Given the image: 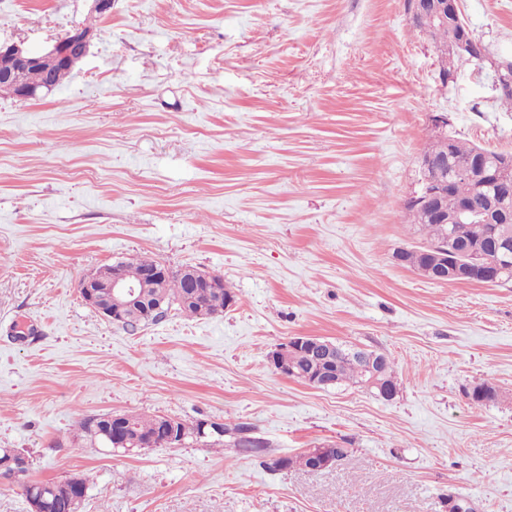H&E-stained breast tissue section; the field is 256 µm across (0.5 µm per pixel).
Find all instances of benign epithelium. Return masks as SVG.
Wrapping results in <instances>:
<instances>
[{
	"label": "benign epithelium",
	"mask_w": 512,
	"mask_h": 512,
	"mask_svg": "<svg viewBox=\"0 0 512 512\" xmlns=\"http://www.w3.org/2000/svg\"><path fill=\"white\" fill-rule=\"evenodd\" d=\"M460 10L459 0H408L407 13L412 21H418L427 26L436 20H442L447 15L454 16ZM95 32L75 29L68 32L64 37L56 41L52 48L45 52H34L27 49L21 43L0 44V79L13 81L21 91L20 98L31 99L37 96V90L25 85L22 82L23 74L31 67L39 64L46 57H51L64 64L72 65L82 60L88 53ZM487 155L480 151L476 159L465 167L457 170V173L466 177L477 176L484 179L493 186L498 187L499 193L509 198L512 196V180L502 177L504 164L499 163L493 167L486 162ZM419 164L428 169V175L417 192L411 194L410 199H421V205L432 216L437 215L435 203L439 192L435 189L436 179L440 172L448 168V158L429 157L420 158ZM420 253L425 257L426 266L421 273L430 277L436 282L445 283L448 276L478 277L487 283L498 282V268L504 257H512V239L506 235L493 237L490 250L485 252V262L482 264V271L477 273L474 266L466 261L471 253L470 248L465 247L457 250L461 260L457 261L450 254L448 241H442L435 245L421 246ZM83 301L86 305L100 312L107 320L117 324L122 321L126 310L138 304L139 296L136 287L124 282L120 277L109 276L102 271L84 277L79 285ZM305 346L309 353L315 357L328 358L335 353L337 348L328 342L305 341L296 336L287 343L276 348L273 354L276 370L286 376L294 375L296 371L291 366V358L298 348ZM351 355L359 358L366 365L369 373L364 387L379 390L378 397L391 399L397 393V387L390 386L383 379V370L386 364L391 362L388 355L377 352L371 355L365 354L362 348H353ZM184 435L176 434L170 429L160 438H153L149 441L137 443L139 448L175 447L183 444ZM308 457L312 459L311 471L316 473L337 465L341 457L337 456L334 449L312 448L307 451ZM28 460L22 456L7 452L0 458V470L9 476V481L14 484L28 485L27 480Z\"/></svg>",
	"instance_id": "7a95c632"
}]
</instances>
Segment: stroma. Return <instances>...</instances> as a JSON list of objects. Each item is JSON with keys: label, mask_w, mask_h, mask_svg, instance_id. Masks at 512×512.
<instances>
[{"label": "stroma", "mask_w": 512, "mask_h": 512, "mask_svg": "<svg viewBox=\"0 0 512 512\" xmlns=\"http://www.w3.org/2000/svg\"><path fill=\"white\" fill-rule=\"evenodd\" d=\"M512 58V0H460ZM97 36L64 84L0 95V448L33 480L92 476L79 512H512V283H437L394 262L416 244L417 160L449 135L512 153L489 68L441 79L406 0H0V43ZM148 256L198 267L224 313L171 308L131 330L79 283ZM315 336L386 353L392 400L277 373ZM495 401L475 405L474 384ZM249 427L264 458L209 439L124 454L85 416ZM335 442L318 474L270 471Z\"/></svg>", "instance_id": "stroma-1"}]
</instances>
